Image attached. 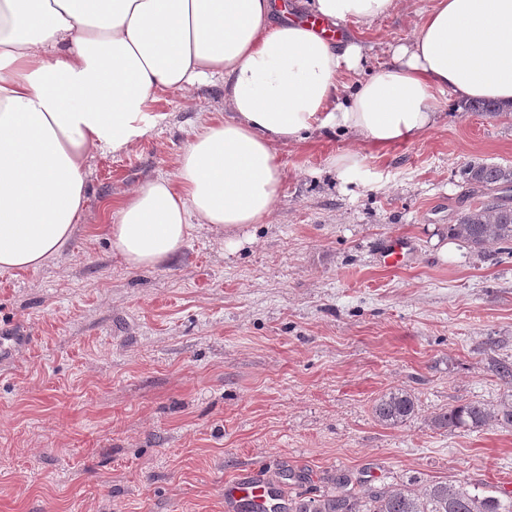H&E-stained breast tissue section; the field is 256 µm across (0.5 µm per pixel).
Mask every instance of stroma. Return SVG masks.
<instances>
[{
	"instance_id": "stroma-1",
	"label": "stroma",
	"mask_w": 512,
	"mask_h": 512,
	"mask_svg": "<svg viewBox=\"0 0 512 512\" xmlns=\"http://www.w3.org/2000/svg\"><path fill=\"white\" fill-rule=\"evenodd\" d=\"M433 0L347 27L371 46L362 73L413 37ZM438 123L378 147L336 132L282 146L265 224H198L168 264L129 269L110 226L139 184L175 171L224 84L168 92L163 120L123 154L86 163L82 220L38 269L0 271V512H226L250 474L283 503L332 492L337 473L374 491L418 479L512 492V427L445 431L432 419L507 391L490 357L512 358V256L450 242L458 213L490 200L462 183L471 160L512 165V118L438 96ZM350 150L360 172L328 162ZM410 260L379 263L387 239ZM411 392L415 418L378 422L375 402Z\"/></svg>"
}]
</instances>
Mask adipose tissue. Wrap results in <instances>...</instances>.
Here are the masks:
<instances>
[{
	"instance_id": "obj_1",
	"label": "adipose tissue",
	"mask_w": 512,
	"mask_h": 512,
	"mask_svg": "<svg viewBox=\"0 0 512 512\" xmlns=\"http://www.w3.org/2000/svg\"><path fill=\"white\" fill-rule=\"evenodd\" d=\"M398 6L306 2L334 28ZM366 52L280 0H0V270L37 269L69 241L88 154L131 149L167 91L221 80L226 116L195 130L173 176L120 204L112 245L132 269L175 257L193 225L267 223L282 183L277 146L335 129L382 146L413 139L448 92L511 102L512 0H434L413 38L347 88Z\"/></svg>"
}]
</instances>
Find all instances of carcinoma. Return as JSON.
<instances>
[{
	"instance_id": "carcinoma-1",
	"label": "carcinoma",
	"mask_w": 512,
	"mask_h": 512,
	"mask_svg": "<svg viewBox=\"0 0 512 512\" xmlns=\"http://www.w3.org/2000/svg\"><path fill=\"white\" fill-rule=\"evenodd\" d=\"M466 109L488 117L509 116L512 107L493 101H476ZM464 184L486 190L512 191V166L475 160L461 171ZM448 236L460 239L474 252L484 254L492 246L506 252L512 249V205L497 197L479 207L458 214L448 225ZM494 371L507 392L512 394V362L495 361ZM416 398L406 389L397 388L383 395L373 406L376 419L387 427H399L416 416ZM433 423L448 431H477L491 423L512 427V398L495 407L479 402L451 406L437 415ZM352 478L336 475V492L319 498L294 502L289 512H512V497H501L461 482L419 483L387 487L358 494L351 487Z\"/></svg>"
}]
</instances>
